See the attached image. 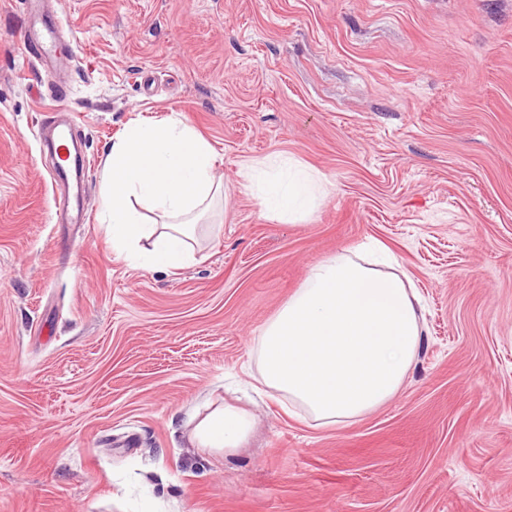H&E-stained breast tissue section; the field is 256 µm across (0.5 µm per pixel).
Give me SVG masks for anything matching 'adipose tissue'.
Here are the masks:
<instances>
[{
	"label": "adipose tissue",
	"instance_id": "obj_1",
	"mask_svg": "<svg viewBox=\"0 0 512 512\" xmlns=\"http://www.w3.org/2000/svg\"><path fill=\"white\" fill-rule=\"evenodd\" d=\"M215 152L187 122L129 125L103 159L99 216L112 247L145 270H177L195 259L196 232L221 187ZM243 188L282 221L324 198L318 175L280 160L249 164ZM158 221L148 224L145 213ZM382 268L341 254L315 264L262 328L260 382L267 396L318 426H343L380 408L404 386L423 333L413 289L384 255ZM251 414L214 407L194 426L198 447L228 452L249 436Z\"/></svg>",
	"mask_w": 512,
	"mask_h": 512
}]
</instances>
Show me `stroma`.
Here are the masks:
<instances>
[{
  "instance_id": "1",
  "label": "stroma",
  "mask_w": 512,
  "mask_h": 512,
  "mask_svg": "<svg viewBox=\"0 0 512 512\" xmlns=\"http://www.w3.org/2000/svg\"><path fill=\"white\" fill-rule=\"evenodd\" d=\"M0 0V512H512V0ZM80 116L83 224L52 221L45 126ZM179 118L226 202L196 261L131 265L101 163ZM328 194L273 219L243 163ZM379 242L420 297L403 389L316 427L256 391L257 336L319 261ZM251 412L214 456L190 417Z\"/></svg>"
}]
</instances>
